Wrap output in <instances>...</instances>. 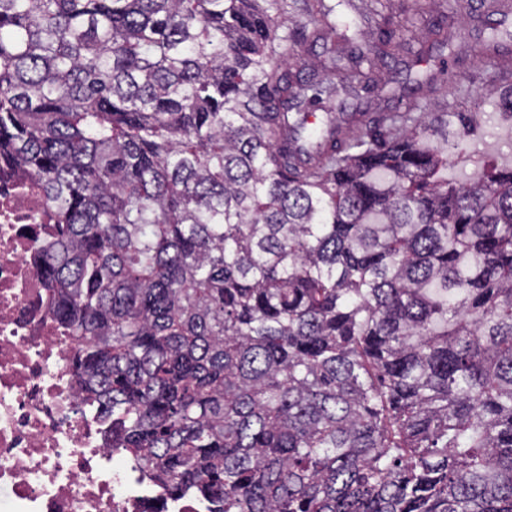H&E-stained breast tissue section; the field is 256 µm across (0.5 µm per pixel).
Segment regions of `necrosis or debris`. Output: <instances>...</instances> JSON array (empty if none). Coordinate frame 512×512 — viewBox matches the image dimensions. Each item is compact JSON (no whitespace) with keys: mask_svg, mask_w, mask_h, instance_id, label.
I'll list each match as a JSON object with an SVG mask.
<instances>
[{"mask_svg":"<svg viewBox=\"0 0 512 512\" xmlns=\"http://www.w3.org/2000/svg\"><path fill=\"white\" fill-rule=\"evenodd\" d=\"M42 194L0 173V512H207L108 446L81 402L72 336L47 317Z\"/></svg>","mask_w":512,"mask_h":512,"instance_id":"4bbe7bcc","label":"necrosis or debris"}]
</instances>
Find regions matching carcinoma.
<instances>
[{
    "label": "carcinoma",
    "mask_w": 512,
    "mask_h": 512,
    "mask_svg": "<svg viewBox=\"0 0 512 512\" xmlns=\"http://www.w3.org/2000/svg\"><path fill=\"white\" fill-rule=\"evenodd\" d=\"M303 11L0 0V171L43 192L82 403L209 512H512V162L479 96L310 121L316 47L367 89L416 37Z\"/></svg>",
    "instance_id": "obj_1"
}]
</instances>
